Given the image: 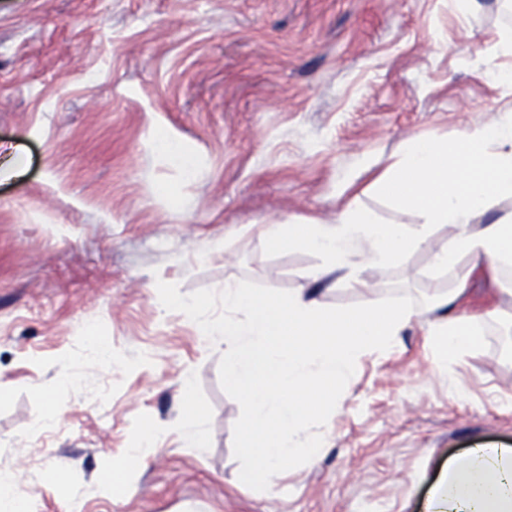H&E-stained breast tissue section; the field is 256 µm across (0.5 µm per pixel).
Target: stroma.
Returning a JSON list of instances; mask_svg holds the SVG:
<instances>
[{"mask_svg": "<svg viewBox=\"0 0 512 512\" xmlns=\"http://www.w3.org/2000/svg\"><path fill=\"white\" fill-rule=\"evenodd\" d=\"M510 27L507 0H0V166L22 169H0V471L29 512L75 494L78 512H424L449 460L512 448L491 279L459 299L481 317L451 365L461 395L413 326L359 361L318 459L272 488L249 478L265 451L239 446L250 415L223 352L158 299L220 318L233 280L355 308L358 289L312 281L318 256L268 247L259 225L333 220L352 186L379 222L418 223L370 175L512 108L477 59ZM365 278L388 305L448 286L427 247ZM49 407L58 423L35 429ZM191 409L206 447L180 439ZM144 426L161 452L101 496Z\"/></svg>", "mask_w": 512, "mask_h": 512, "instance_id": "obj_1", "label": "stroma"}]
</instances>
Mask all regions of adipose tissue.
Returning <instances> with one entry per match:
<instances>
[{"label": "adipose tissue", "mask_w": 512, "mask_h": 512, "mask_svg": "<svg viewBox=\"0 0 512 512\" xmlns=\"http://www.w3.org/2000/svg\"><path fill=\"white\" fill-rule=\"evenodd\" d=\"M372 185L417 210L419 223H380L359 206L353 189L333 221L263 224L259 233L272 248L316 254L314 281L332 278L364 289L365 267L394 265L444 229L448 237L433 247L432 266L449 274L446 291L418 306L390 307L368 295L354 309L330 312L302 294L228 283L223 319L197 313L202 334L223 347L225 373L246 399L251 419L243 452L268 451L250 472L261 485H277L288 463L309 464L319 456L327 434L310 425L312 397L321 399L325 415H335L336 393L358 361L389 352L414 323L430 337L437 369L447 371L449 359L472 347L477 334L476 317L455 308L464 283L512 274V211L494 210L498 201L512 199L511 112L466 128L450 142H408ZM425 512H512V448H476L450 462Z\"/></svg>", "instance_id": "ef3b65f1"}]
</instances>
